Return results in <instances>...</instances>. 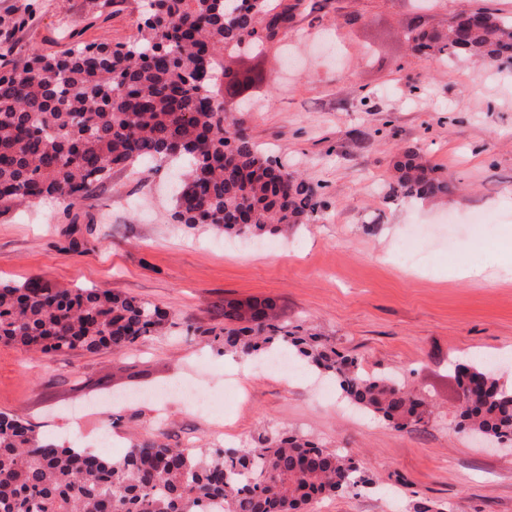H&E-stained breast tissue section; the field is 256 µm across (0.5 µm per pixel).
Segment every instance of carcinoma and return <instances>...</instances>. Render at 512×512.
<instances>
[{"instance_id":"obj_1","label":"carcinoma","mask_w":512,"mask_h":512,"mask_svg":"<svg viewBox=\"0 0 512 512\" xmlns=\"http://www.w3.org/2000/svg\"><path fill=\"white\" fill-rule=\"evenodd\" d=\"M302 8L306 0H144L132 39L87 43L72 34L59 51L28 48L21 66L12 58L14 33L34 10L24 0L0 16V215L47 199L69 214L112 172L154 159L182 164L188 192L174 196L171 217L188 228L284 236L312 221L318 188L263 154L243 119L211 103L217 56L259 51ZM405 37L438 59H512V21L484 7L430 29L414 22ZM255 77L226 66L224 90L232 95ZM393 169L395 196L448 194V180L416 148ZM173 325L172 313L110 289L0 283V341L23 350L121 351ZM210 334L238 356L288 350L397 428L428 413L390 375L288 329L270 298L226 303L224 328ZM457 371L466 379L461 428L512 441V393L494 369L474 363ZM371 484L350 456L288 432L261 435L250 448L197 453L145 439L113 457L58 443L0 412V512H213L215 502L218 512H307L316 499Z\"/></svg>"}]
</instances>
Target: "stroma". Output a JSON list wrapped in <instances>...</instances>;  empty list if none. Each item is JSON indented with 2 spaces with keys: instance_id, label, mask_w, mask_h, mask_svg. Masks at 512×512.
I'll return each mask as SVG.
<instances>
[{
  "instance_id": "35a3bbf8",
  "label": "stroma",
  "mask_w": 512,
  "mask_h": 512,
  "mask_svg": "<svg viewBox=\"0 0 512 512\" xmlns=\"http://www.w3.org/2000/svg\"><path fill=\"white\" fill-rule=\"evenodd\" d=\"M33 0L20 46L63 49L60 24L84 41L121 43L137 32L141 0ZM484 5L512 18V0H325L296 17L259 56L234 59L261 74L243 95L214 91L243 116L260 150L318 185L322 208L288 239L227 240L171 219V167L144 161L82 201L74 217L45 202L0 217V281L109 288L174 315L163 335L121 352L26 353L0 342V411L83 447L104 432L112 455L133 440L243 448L288 429L351 453L373 484L324 498L312 512H512V449L458 427L454 373L475 355L512 375V276L497 266L512 242V65L414 55L408 22L431 24ZM365 22L337 24L340 13ZM420 149L448 176L446 197L389 193L393 162ZM491 224L477 240V221ZM412 243L426 263L392 260ZM479 269L478 279L458 277ZM273 297L281 322L319 336L371 372L394 373L426 398L425 425L398 429L364 415L308 367L223 355L212 331L225 301ZM194 379L224 399L205 415L165 395Z\"/></svg>"
}]
</instances>
